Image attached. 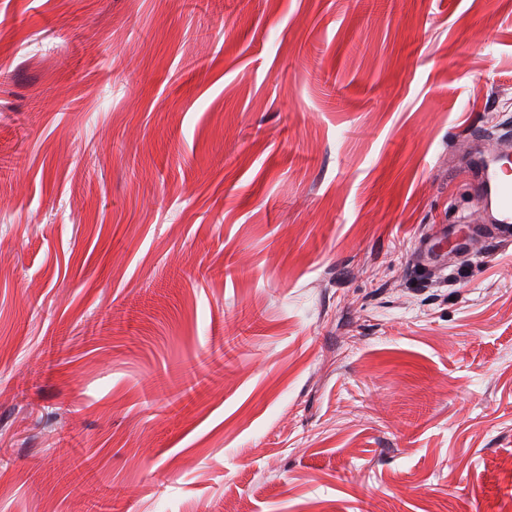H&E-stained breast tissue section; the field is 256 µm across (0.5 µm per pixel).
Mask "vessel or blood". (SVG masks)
<instances>
[{
	"label": "vessel or blood",
	"mask_w": 512,
	"mask_h": 512,
	"mask_svg": "<svg viewBox=\"0 0 512 512\" xmlns=\"http://www.w3.org/2000/svg\"><path fill=\"white\" fill-rule=\"evenodd\" d=\"M469 176L471 191L489 214L490 223L479 232L494 241L512 239V141L504 139L494 148L473 153Z\"/></svg>",
	"instance_id": "1"
}]
</instances>
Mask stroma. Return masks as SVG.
Returning a JSON list of instances; mask_svg holds the SVG:
<instances>
[{
	"label": "stroma",
	"instance_id": "35a3bbf8",
	"mask_svg": "<svg viewBox=\"0 0 512 512\" xmlns=\"http://www.w3.org/2000/svg\"><path fill=\"white\" fill-rule=\"evenodd\" d=\"M0 29V512H512V243L418 249L483 221L512 0Z\"/></svg>",
	"mask_w": 512,
	"mask_h": 512
}]
</instances>
